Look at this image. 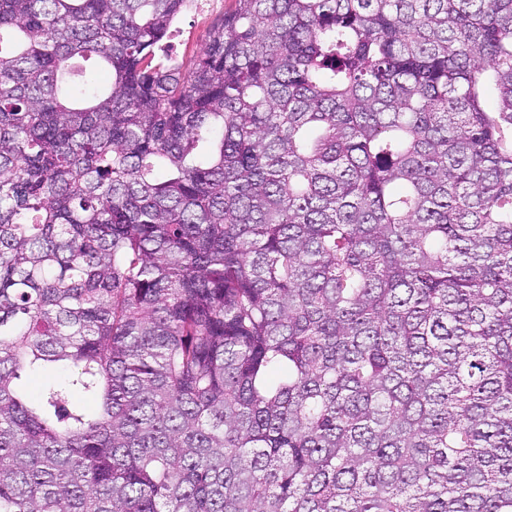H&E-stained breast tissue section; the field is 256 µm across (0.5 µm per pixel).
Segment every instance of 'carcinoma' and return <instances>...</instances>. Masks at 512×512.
<instances>
[{
    "label": "carcinoma",
    "instance_id": "carcinoma-1",
    "mask_svg": "<svg viewBox=\"0 0 512 512\" xmlns=\"http://www.w3.org/2000/svg\"><path fill=\"white\" fill-rule=\"evenodd\" d=\"M234 2L0 0V512H512V0ZM181 13L173 23L172 32L166 41V50L170 57L178 61L189 59L194 53L199 52L205 45L210 25L216 19L224 15L234 5V0H219L211 7V0H197L196 9L204 13L200 16L185 0Z\"/></svg>",
    "mask_w": 512,
    "mask_h": 512
}]
</instances>
